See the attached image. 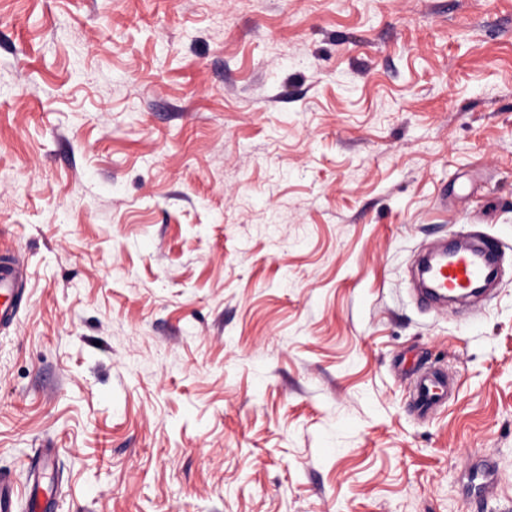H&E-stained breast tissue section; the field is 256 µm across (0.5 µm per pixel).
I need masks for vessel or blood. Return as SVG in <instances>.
<instances>
[{"label": "vessel or blood", "mask_w": 512, "mask_h": 512, "mask_svg": "<svg viewBox=\"0 0 512 512\" xmlns=\"http://www.w3.org/2000/svg\"><path fill=\"white\" fill-rule=\"evenodd\" d=\"M501 251L498 243L480 236L463 248H440L429 262L420 286L418 300L425 306L440 303L448 295H465L479 284L496 280L495 260ZM24 277L23 266L16 261L0 267V326L12 323L21 305L16 285ZM454 384L436 368H424L414 377L412 405L426 412L447 402ZM46 464H31L26 470L25 488H17L13 479L0 472V512H55L52 488L46 481Z\"/></svg>", "instance_id": "vessel-or-blood-1"}]
</instances>
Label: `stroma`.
I'll return each mask as SVG.
<instances>
[{"instance_id": "stroma-1", "label": "stroma", "mask_w": 512, "mask_h": 512, "mask_svg": "<svg viewBox=\"0 0 512 512\" xmlns=\"http://www.w3.org/2000/svg\"><path fill=\"white\" fill-rule=\"evenodd\" d=\"M461 231L497 293L426 311ZM2 251L57 512H512V0H0ZM454 389V383L440 369L424 368L415 373L412 405L419 412H427L443 405Z\"/></svg>"}]
</instances>
